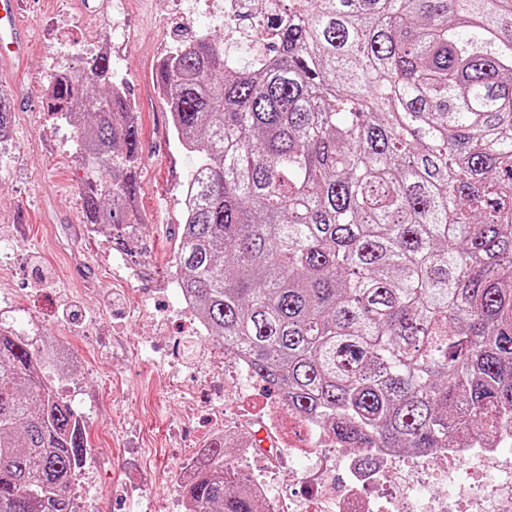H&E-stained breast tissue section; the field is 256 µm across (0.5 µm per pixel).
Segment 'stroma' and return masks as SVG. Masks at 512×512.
I'll return each instance as SVG.
<instances>
[{
	"label": "stroma",
	"instance_id": "stroma-1",
	"mask_svg": "<svg viewBox=\"0 0 512 512\" xmlns=\"http://www.w3.org/2000/svg\"><path fill=\"white\" fill-rule=\"evenodd\" d=\"M188 2L112 0L107 14L92 15L75 0H31L26 21L32 43L0 86L14 112L10 145L0 150V242L12 247L9 268L0 277V325L77 351L74 366L50 373L89 433L79 499L104 503L110 512H151L158 500L176 495L186 412H195L197 427L205 429L212 409L226 408L232 417L262 410L277 397L259 381L225 406L218 390L201 383L211 354L207 341L174 369L152 350H129L141 336L180 334L169 320L180 298L156 284L171 266L190 164L172 132L156 72L180 40L224 34L205 8L187 12ZM116 24L129 32V40L113 39ZM106 38L119 61L114 78L139 116L142 164L135 206L145 219L143 244L152 264L132 282L113 267L115 252L106 236L82 234L74 128L43 107L50 75L77 67L84 47ZM158 444L163 450L157 461L127 470L131 452Z\"/></svg>",
	"mask_w": 512,
	"mask_h": 512
}]
</instances>
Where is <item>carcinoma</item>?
<instances>
[{
  "label": "carcinoma",
  "mask_w": 512,
  "mask_h": 512,
  "mask_svg": "<svg viewBox=\"0 0 512 512\" xmlns=\"http://www.w3.org/2000/svg\"><path fill=\"white\" fill-rule=\"evenodd\" d=\"M190 165L181 288L348 448L512 423V0H288L271 53L199 36L158 72ZM85 223L133 256L134 107L106 56L50 77ZM0 328V512H78L82 415ZM215 436L189 512H255Z\"/></svg>",
  "instance_id": "carcinoma-1"
}]
</instances>
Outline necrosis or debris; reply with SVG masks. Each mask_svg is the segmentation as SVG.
<instances>
[{
    "mask_svg": "<svg viewBox=\"0 0 512 512\" xmlns=\"http://www.w3.org/2000/svg\"><path fill=\"white\" fill-rule=\"evenodd\" d=\"M210 11L224 21V37L231 44H249L264 53L274 42L276 26L284 20L278 0H208ZM250 13L248 27H241V13ZM213 378L222 380L225 398H233L251 368L247 358L223 359L212 352L206 367ZM286 410L277 401L258 414L241 417L242 430L260 427L268 439L265 447L252 440H239L233 450L232 466L250 488L260 512H503L512 504V454L503 450L512 441V430L500 428L476 434L473 448H430L404 455L389 448L364 452L349 450L320 428L316 417L304 418V443L279 437ZM266 463L268 480L257 479L252 459ZM448 463V489L425 494L436 461ZM290 474L294 494L273 496L271 481Z\"/></svg>",
    "mask_w": 512,
    "mask_h": 512,
    "instance_id": "4bbe7bcc",
    "label": "necrosis or debris"
}]
</instances>
